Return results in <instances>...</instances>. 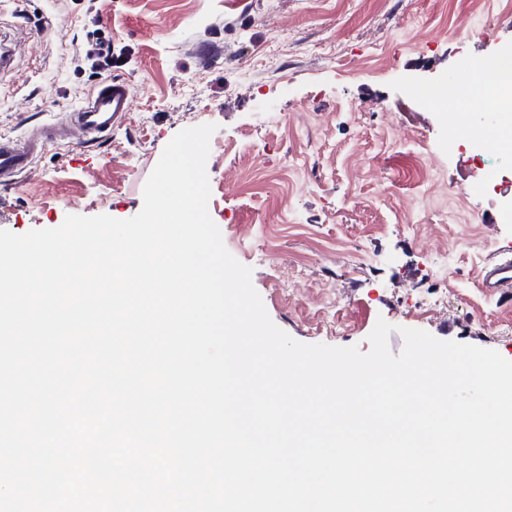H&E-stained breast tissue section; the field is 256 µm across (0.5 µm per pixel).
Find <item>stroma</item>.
Segmentation results:
<instances>
[{
  "label": "stroma",
  "instance_id": "1",
  "mask_svg": "<svg viewBox=\"0 0 512 512\" xmlns=\"http://www.w3.org/2000/svg\"><path fill=\"white\" fill-rule=\"evenodd\" d=\"M95 38L111 66L90 56ZM0 43V135L63 118L112 78L132 93L112 132L51 144L0 184V229L131 218L171 138L213 123L209 213L279 328L366 353L382 319L395 355L402 326L512 360V301L480 286L512 251V203L465 192L471 153L494 151L512 180V147L458 138L480 98L405 88L511 48L512 0H0Z\"/></svg>",
  "mask_w": 512,
  "mask_h": 512
}]
</instances>
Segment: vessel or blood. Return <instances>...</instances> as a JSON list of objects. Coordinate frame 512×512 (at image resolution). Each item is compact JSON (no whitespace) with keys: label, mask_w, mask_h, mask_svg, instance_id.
<instances>
[{"label":"vessel or blood","mask_w":512,"mask_h":512,"mask_svg":"<svg viewBox=\"0 0 512 512\" xmlns=\"http://www.w3.org/2000/svg\"><path fill=\"white\" fill-rule=\"evenodd\" d=\"M132 95L127 82L111 80L89 95L68 119L86 134L102 135L126 119L131 108ZM68 122V123H69ZM66 125V124H65ZM65 125L47 123L28 138L0 135V179L14 180L25 173L37 154L47 143L57 141L66 134ZM482 288L508 298L512 296V255L493 261L481 282Z\"/></svg>","instance_id":"b4317fda"}]
</instances>
